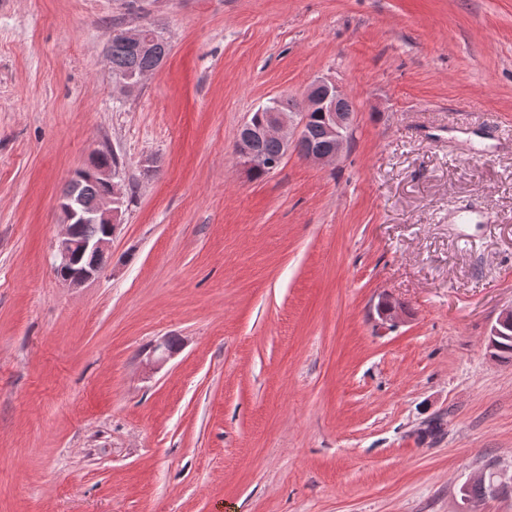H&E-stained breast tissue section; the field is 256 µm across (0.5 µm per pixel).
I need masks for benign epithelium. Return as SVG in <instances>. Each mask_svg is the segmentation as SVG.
Returning a JSON list of instances; mask_svg holds the SVG:
<instances>
[{
	"instance_id": "benign-epithelium-1",
	"label": "benign epithelium",
	"mask_w": 512,
	"mask_h": 512,
	"mask_svg": "<svg viewBox=\"0 0 512 512\" xmlns=\"http://www.w3.org/2000/svg\"><path fill=\"white\" fill-rule=\"evenodd\" d=\"M346 96V91L341 87L324 78L315 79L303 94L301 111L293 114L268 112L260 122L247 118L239 127L235 137L236 158L242 166H249L256 159L251 149L252 141L256 138L273 137L279 141L284 156L291 150L301 148L305 160L309 163L329 165L335 162L344 149L345 131L350 124V113L342 112L338 108L339 101ZM311 112L322 113L326 122L327 143L322 147L307 141L308 116ZM117 177L118 169L110 166L99 167L91 172V179L103 185L105 190L96 196L91 210L83 215V220L91 224L106 225L107 231L104 235L87 239L75 236L72 222L78 219V212L71 206L61 208L65 229L56 243L57 267L65 268L77 257L85 254L104 255L108 252L112 237L119 227V211L115 205L123 196L121 186L115 182ZM99 274V268L85 267L66 277L65 283L78 286L98 277ZM510 324H512V307L502 311L496 325L491 328L487 349L492 356H497L499 350L500 328Z\"/></svg>"
}]
</instances>
